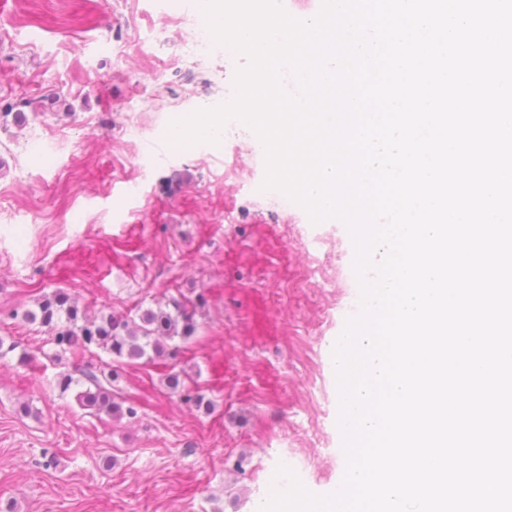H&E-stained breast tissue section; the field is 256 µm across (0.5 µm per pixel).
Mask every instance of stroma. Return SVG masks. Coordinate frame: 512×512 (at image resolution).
<instances>
[{"label":"stroma","instance_id":"35a3bbf8","mask_svg":"<svg viewBox=\"0 0 512 512\" xmlns=\"http://www.w3.org/2000/svg\"><path fill=\"white\" fill-rule=\"evenodd\" d=\"M193 0H0V336L16 348L0 357V503L14 512H258L274 492L267 479L283 455L312 494L330 493L346 468L337 427L332 349L360 308L355 247L346 224L313 222L256 195L265 177L259 141L224 151L207 144L172 155L154 127L197 100L228 103L238 65L223 55L185 66L182 26L167 23ZM165 28L163 42L148 34ZM60 102L45 106V98ZM144 132L126 148V130ZM139 224L142 259L114 265L126 226ZM260 224L277 229L288 271L258 274L252 263L224 268L231 247L253 248ZM277 302L284 336L275 344L238 341V311L224 286ZM63 288L89 312L124 315L156 302L204 294L197 331L177 358L188 384L212 402L203 410L170 394L158 369L132 365L117 382L141 404L115 420L81 409L59 374L84 364L56 355L39 324L10 318ZM237 364L247 399L214 385L211 362ZM272 368L270 398L253 379ZM31 412L19 414L20 402Z\"/></svg>","mask_w":512,"mask_h":512}]
</instances>
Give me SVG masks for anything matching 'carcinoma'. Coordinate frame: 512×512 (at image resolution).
<instances>
[{
    "label": "carcinoma",
    "mask_w": 512,
    "mask_h": 512,
    "mask_svg": "<svg viewBox=\"0 0 512 512\" xmlns=\"http://www.w3.org/2000/svg\"><path fill=\"white\" fill-rule=\"evenodd\" d=\"M195 309L196 304L185 298L171 299L136 317L130 314L91 315L69 294L56 290L42 297L37 310H16L11 316L39 323L47 329L52 343L61 353L90 352L95 347L111 354L112 362L89 360L78 369L79 377L64 374L58 380V386L63 392L73 385L80 387L76 399L84 409L133 419L138 415L137 405L112 391V383L119 378L118 363L161 360L165 366L163 377L171 391L187 403L198 405L203 402L204 396L188 386L173 363L181 347L167 351V342L179 338L186 344L194 337L197 330Z\"/></svg>",
    "instance_id": "1"
}]
</instances>
